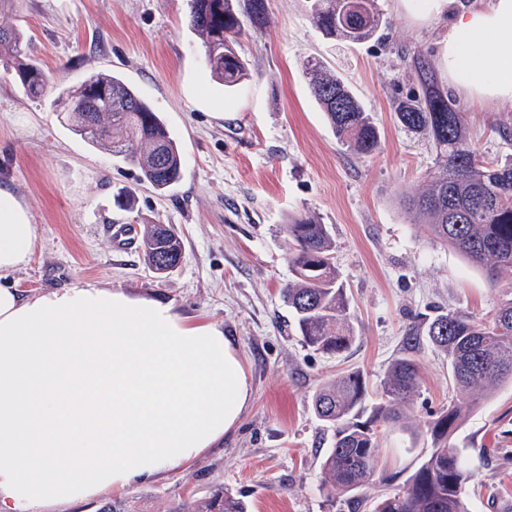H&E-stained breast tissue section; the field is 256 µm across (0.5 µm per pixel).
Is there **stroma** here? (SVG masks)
I'll use <instances>...</instances> for the list:
<instances>
[{"label": "stroma", "instance_id": "stroma-1", "mask_svg": "<svg viewBox=\"0 0 512 512\" xmlns=\"http://www.w3.org/2000/svg\"><path fill=\"white\" fill-rule=\"evenodd\" d=\"M268 24L244 27L238 52L248 78L225 92L205 66L201 41L185 24L189 0H14L0 22L23 30L52 89L26 97L0 69V190L26 209L36 229L33 255L14 276L33 295L89 283L170 301L182 313L219 323L234 341L252 401L221 445L165 476L131 485L118 499L164 512L174 494L198 500L216 487L243 496L251 512H351L321 486V458L333 433L313 408L319 388L357 370L367 404L390 365L414 358L421 385L411 429L383 428L376 478L361 488V512L402 485L433 443L423 427L456 392L448 358L407 330L438 310L488 318L512 295L507 280L433 243L401 194L421 186L434 165L432 142L399 124L392 102L416 91L409 61L429 56L443 72V17L419 22L378 0L392 26L385 38L351 44L324 38L311 0H265ZM321 58L357 94L380 134L372 155L350 153L314 102L304 75ZM119 73L136 85L175 134L180 182L157 192L138 171L113 163L58 117L53 88L92 73ZM469 139L485 158L512 153L498 128H512V103L475 104ZM134 191L131 207L115 201ZM328 225L336 267L350 301L356 339L342 355L303 347L284 303L290 277L291 217ZM170 224L184 257L156 278L139 249L117 250L108 225ZM474 478L472 512H512V384L480 399L452 438Z\"/></svg>", "mask_w": 512, "mask_h": 512}]
</instances>
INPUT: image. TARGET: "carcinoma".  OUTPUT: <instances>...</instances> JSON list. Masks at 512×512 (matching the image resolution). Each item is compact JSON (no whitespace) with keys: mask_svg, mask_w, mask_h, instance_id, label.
<instances>
[{"mask_svg":"<svg viewBox=\"0 0 512 512\" xmlns=\"http://www.w3.org/2000/svg\"><path fill=\"white\" fill-rule=\"evenodd\" d=\"M313 26L328 38L358 44L391 27L377 0H313ZM261 29L268 23L264 0H190L185 23L202 42L211 77L226 89L248 77L236 49L243 21ZM0 65L14 72L31 99L44 95L49 79L28 57L22 31L0 25ZM420 90L394 102L399 123L428 136L434 168L418 191L404 194L403 208L415 214L431 239L449 246L486 269L491 278L512 277V154L481 157L468 142L466 113L448 97L423 53L410 57ZM311 96L325 112L339 142L354 154L369 155L380 145L379 131L351 89L325 63L305 64ZM57 103L71 130L91 145L135 166L141 180L168 190L182 177L177 141L149 103L121 76L93 74L75 86L58 89ZM290 244L291 278L283 288L303 343L327 354H341L354 342L349 301L336 271L335 244L328 226L298 215L285 226ZM144 262L158 276L183 259L180 239L169 224H148L142 234ZM425 336L448 355L456 401L427 422L434 443L402 486L375 503L372 512H470L467 489L473 474L462 449L450 439L477 398L504 382L512 383V299L502 302L492 320L448 311L408 328L407 340ZM419 389L418 364L395 360L381 385L380 401L366 420L367 388L360 372L350 371L316 393L317 417L332 428L334 442L322 461V484L349 497L360 508L358 491L374 476L378 430L407 427L410 405ZM165 512H249L243 497L222 487L200 501L172 499Z\"/></svg>","mask_w":512,"mask_h":512,"instance_id":"1","label":"carcinoma"}]
</instances>
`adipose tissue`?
Instances as JSON below:
<instances>
[{
	"label": "adipose tissue",
	"instance_id": "ef3b65f1",
	"mask_svg": "<svg viewBox=\"0 0 512 512\" xmlns=\"http://www.w3.org/2000/svg\"><path fill=\"white\" fill-rule=\"evenodd\" d=\"M430 2L452 15L449 83L512 102V0ZM35 237L0 190V512H53L154 480L237 427L251 384L220 324L93 284L22 292L14 275Z\"/></svg>",
	"mask_w": 512,
	"mask_h": 512
}]
</instances>
